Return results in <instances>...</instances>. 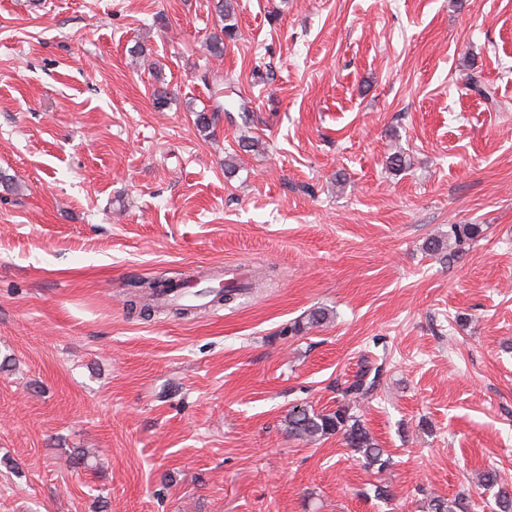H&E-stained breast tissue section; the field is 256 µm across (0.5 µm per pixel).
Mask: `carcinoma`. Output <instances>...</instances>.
Listing matches in <instances>:
<instances>
[{
	"label": "carcinoma",
	"instance_id": "carcinoma-1",
	"mask_svg": "<svg viewBox=\"0 0 512 512\" xmlns=\"http://www.w3.org/2000/svg\"><path fill=\"white\" fill-rule=\"evenodd\" d=\"M217 9L223 22L220 32H214L208 39V49L214 56L224 55V37L231 35L235 18L233 0H218ZM481 232L478 224H452L448 239L458 247L476 238ZM287 431L292 437L305 441H317L326 436L340 434L346 446L359 454L365 463L380 469L389 464L385 452L370 433L360 416L352 411L349 403L336 406V410L315 411L303 406H294L288 411ZM481 486L494 491L498 512H512V486L500 482L497 470L489 469L480 477ZM469 505L463 498L431 500V512H468Z\"/></svg>",
	"mask_w": 512,
	"mask_h": 512
}]
</instances>
